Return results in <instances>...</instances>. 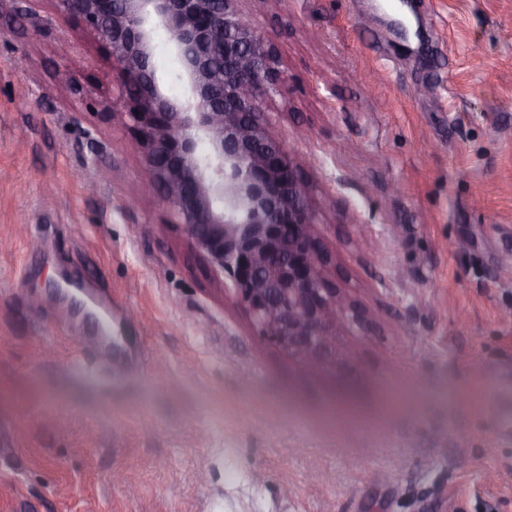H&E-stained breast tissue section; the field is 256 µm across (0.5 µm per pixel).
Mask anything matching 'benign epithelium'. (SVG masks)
<instances>
[{
	"mask_svg": "<svg viewBox=\"0 0 512 512\" xmlns=\"http://www.w3.org/2000/svg\"><path fill=\"white\" fill-rule=\"evenodd\" d=\"M107 48L120 87L107 115L134 134L172 223L256 335L318 373L336 336L366 316L328 274L302 164L269 130L263 102L288 92L275 45L246 21L242 0H53ZM163 29L185 92H164L154 33Z\"/></svg>",
	"mask_w": 512,
	"mask_h": 512,
	"instance_id": "7a95c632",
	"label": "benign epithelium"
}]
</instances>
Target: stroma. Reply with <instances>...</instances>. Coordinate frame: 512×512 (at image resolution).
<instances>
[{"mask_svg": "<svg viewBox=\"0 0 512 512\" xmlns=\"http://www.w3.org/2000/svg\"><path fill=\"white\" fill-rule=\"evenodd\" d=\"M394 2L244 5L373 316L312 375L169 223L104 45L0 0V512H512V0Z\"/></svg>", "mask_w": 512, "mask_h": 512, "instance_id": "1", "label": "stroma"}]
</instances>
